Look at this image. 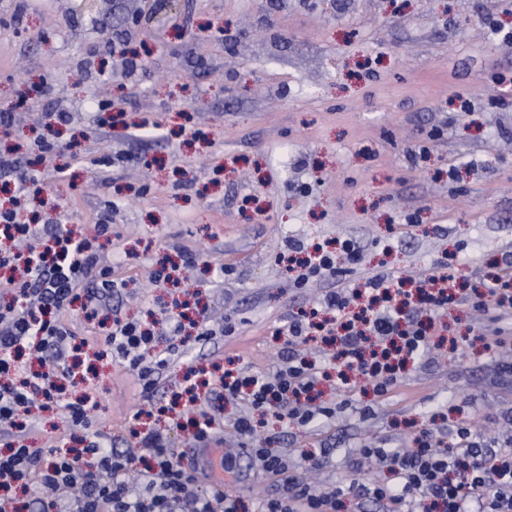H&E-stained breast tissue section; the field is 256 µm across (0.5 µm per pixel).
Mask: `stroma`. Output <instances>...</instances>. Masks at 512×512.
Here are the masks:
<instances>
[{
	"label": "stroma",
	"instance_id": "obj_1",
	"mask_svg": "<svg viewBox=\"0 0 512 512\" xmlns=\"http://www.w3.org/2000/svg\"><path fill=\"white\" fill-rule=\"evenodd\" d=\"M100 13L69 0H0V113L13 121L0 157L34 165L36 140L51 138L47 112L69 113L59 137L56 187L66 227L96 236L121 287L123 316L174 310L201 296L232 332L188 342L185 361L230 357L250 373L281 364L289 316L323 289L376 273L431 272L437 262L487 271L512 252V0H179L162 32L139 0H102ZM234 39L224 41L220 30ZM128 41L143 64L113 78L104 44ZM467 98L459 112L451 98ZM124 113L104 119L102 100ZM149 129L130 136L131 125ZM204 137L191 139L189 128ZM428 148L411 159L410 146ZM353 241L358 265L340 278L288 287L277 257L292 243ZM229 273L215 279L210 266ZM444 336H470L461 357L428 355L396 396L360 415L369 399L346 394L335 418L307 430L268 419L272 447L318 460L315 474L340 487L359 445L406 446L420 429L450 432L459 413L482 418L488 441L512 436V379H499L464 308L441 318ZM102 407L95 428L126 450L133 421L161 429L172 447L186 432L148 412L120 358L97 361ZM224 488L260 512L272 487L247 455Z\"/></svg>",
	"mask_w": 512,
	"mask_h": 512
}]
</instances>
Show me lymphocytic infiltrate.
I'll use <instances>...</instances> for the list:
<instances>
[{
	"label": "lymphocytic infiltrate",
	"mask_w": 512,
	"mask_h": 512,
	"mask_svg": "<svg viewBox=\"0 0 512 512\" xmlns=\"http://www.w3.org/2000/svg\"><path fill=\"white\" fill-rule=\"evenodd\" d=\"M4 240L12 248L0 250V268L7 271L0 288L13 299L0 306V422L9 426L8 451L0 453V512H10L9 492L18 487L43 492L42 512H240L234 494L202 490L203 473L194 459L169 448L159 430L131 429L138 455L115 451L111 437L92 427L100 406L96 396L66 398V388L78 384L70 357L89 341L65 328L59 315L77 303L86 320H95L113 292L112 267L104 263L96 238L63 227L57 217L43 232L21 222L16 210L0 207ZM341 258L358 260L355 243L343 241L336 252L318 244L293 246L284 262L301 288L335 274ZM407 282L377 273L324 291L315 305L291 316L285 344L292 353L275 371L244 376L213 364L210 384L244 409L234 423L236 436L249 442L246 454L254 470L275 487L262 512H347L348 494L375 502L379 512H512V447L486 448L473 418L456 422L448 442L424 428L405 448L362 444L357 467L375 478L346 491L298 481L287 457L269 447L257 428L258 414L302 429L335 417V405L313 396L323 377H335L337 389L372 393L378 404L388 401L407 363L435 347L438 310L464 306L485 313L482 338L493 351L512 334L511 260L479 277L440 264L411 281L415 290H407ZM157 323L172 338L167 348H157L146 324L117 311L106 343L136 374L152 411L184 422L194 445L209 446L218 440L217 412L198 394L196 367L186 365L175 382L185 399L181 410L154 400L163 374L183 353L181 321L163 311ZM53 407L68 412L83 433V447L29 446L35 425L27 413Z\"/></svg>",
	"instance_id": "obj_1"
}]
</instances>
